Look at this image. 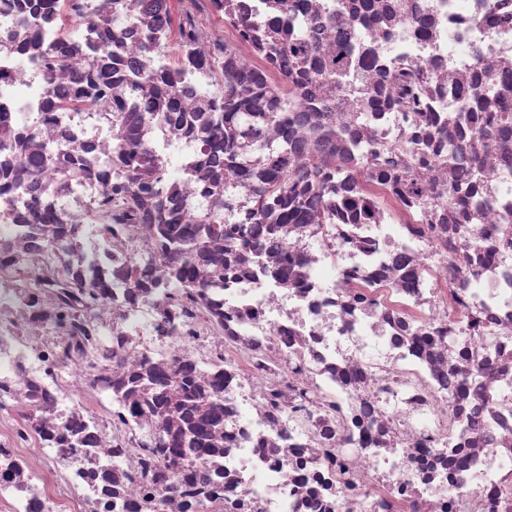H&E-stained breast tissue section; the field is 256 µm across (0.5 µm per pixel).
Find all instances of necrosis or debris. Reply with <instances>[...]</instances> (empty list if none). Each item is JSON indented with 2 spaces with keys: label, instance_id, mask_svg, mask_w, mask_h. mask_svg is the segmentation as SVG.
Masks as SVG:
<instances>
[{
  "label": "necrosis or debris",
  "instance_id": "necrosis-or-debris-1",
  "mask_svg": "<svg viewBox=\"0 0 512 512\" xmlns=\"http://www.w3.org/2000/svg\"><path fill=\"white\" fill-rule=\"evenodd\" d=\"M297 2L324 50L342 30L371 49L378 106L356 124L336 99L329 125L368 148L334 160L305 223L254 224V183L204 123L206 63L282 82L247 28L266 0H0V182L18 188L0 195V512H512V141L448 122L449 88L512 79V0H403L340 27L331 0ZM150 30L195 62L171 119L126 112L153 168L106 231L112 106L163 77ZM92 70L110 93L76 97ZM452 139L481 210L445 192ZM355 190L364 223L339 205ZM229 211L231 253L207 232ZM168 219L198 245L159 262Z\"/></svg>",
  "mask_w": 512,
  "mask_h": 512
}]
</instances>
